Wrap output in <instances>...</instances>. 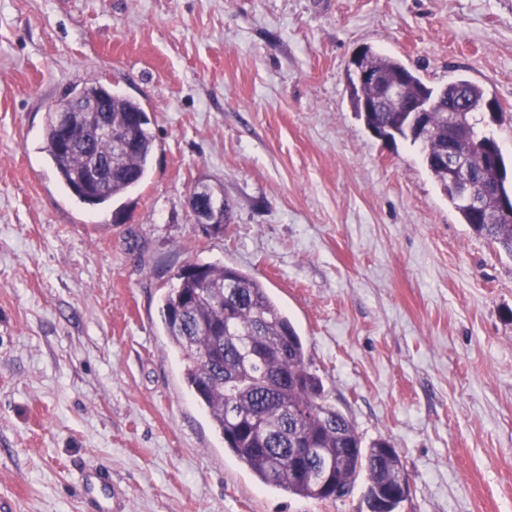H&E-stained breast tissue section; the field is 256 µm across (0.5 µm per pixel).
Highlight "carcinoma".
Here are the masks:
<instances>
[{
	"instance_id": "cac0c4a2",
	"label": "carcinoma",
	"mask_w": 512,
	"mask_h": 512,
	"mask_svg": "<svg viewBox=\"0 0 512 512\" xmlns=\"http://www.w3.org/2000/svg\"><path fill=\"white\" fill-rule=\"evenodd\" d=\"M363 64L389 79H400L406 95L430 106L425 125L437 133L419 138L413 112H368L364 103L378 94L348 77L354 112L367 129L387 142L410 141L421 146L423 162L448 196L462 223L512 257V216L501 212L500 201L512 199L504 156L495 154L482 128L486 90L465 79L442 88L427 85L399 59L368 50ZM462 93L470 111L471 138L464 144L471 166L492 185L482 216H476L459 198L455 185L428 154L447 145L448 103ZM90 98L104 101L102 119L119 127L136 120L133 152L119 160L112 155V140L99 135L89 144L60 146L58 118ZM47 113L44 150L58 179L81 202L90 206L113 203L136 190L148 177L155 150L151 118L141 103L92 81L66 88ZM116 161L107 190L90 192L84 181L93 161ZM177 286L161 299L166 336L182 362V379L189 395L204 409L224 437V451L259 482L288 496L337 501L347 496L363 472L368 475L365 500L395 491L407 479L396 450L385 453V440L362 446L353 425L326 403L322 379L310 369L305 344L279 303L256 277L233 266L194 263L181 268ZM306 449L312 463L299 471L294 447Z\"/></svg>"
}]
</instances>
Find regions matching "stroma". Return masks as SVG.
Listing matches in <instances>:
<instances>
[{
  "mask_svg": "<svg viewBox=\"0 0 512 512\" xmlns=\"http://www.w3.org/2000/svg\"><path fill=\"white\" fill-rule=\"evenodd\" d=\"M364 47L428 85H482L512 160V0H0V512H367L260 483L182 382L162 295L195 262L262 281L330 405L404 464L399 512H512V257L472 234L416 147L375 137ZM98 81L139 101L146 181L80 203L47 107ZM210 185L231 224H195ZM208 195H212V190L205 184H198L190 193V209L194 216L196 224H201L203 227L211 228L213 224L214 230H221L225 224H229L232 219V206L221 195L215 197V202H221L224 206L221 207L212 205L208 201Z\"/></svg>",
  "mask_w": 512,
  "mask_h": 512,
  "instance_id": "obj_1",
  "label": "stroma"
}]
</instances>
